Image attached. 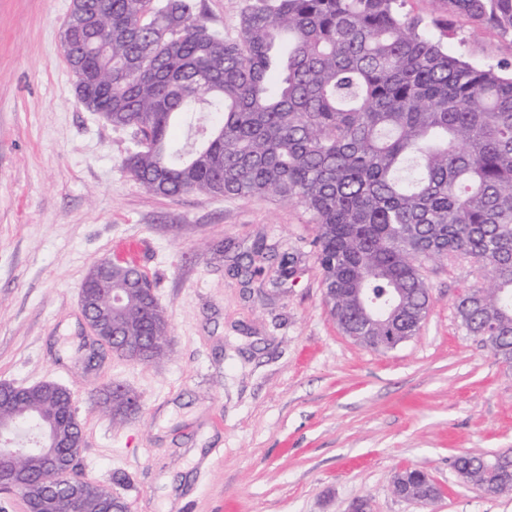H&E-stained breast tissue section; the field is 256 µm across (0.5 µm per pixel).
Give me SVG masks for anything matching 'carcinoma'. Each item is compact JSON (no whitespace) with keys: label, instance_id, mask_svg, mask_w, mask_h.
<instances>
[{"label":"carcinoma","instance_id":"1","mask_svg":"<svg viewBox=\"0 0 512 512\" xmlns=\"http://www.w3.org/2000/svg\"><path fill=\"white\" fill-rule=\"evenodd\" d=\"M448 15L512 34V0H435ZM403 0H247L235 38L213 31L200 0H72L64 60L85 109L131 131L121 168L147 192L228 198L273 197L303 206L316 224V259L330 317L347 336H413L430 289L421 261L469 257L487 278L457 303L460 324L512 363V73L448 53ZM105 21L91 27L83 9ZM112 290H129L112 330L145 334V360L166 354L164 309L137 270L105 260ZM375 299L376 320L358 318L355 289ZM129 390L112 389V418L128 416ZM37 439L48 424L82 433L69 391L55 383L0 398V421ZM47 461L25 447L0 462V486L26 477L24 494L45 491ZM512 477V451L487 460L467 453L455 471L482 487L492 468ZM397 478L418 491L427 475ZM108 487L55 512H98Z\"/></svg>","mask_w":512,"mask_h":512}]
</instances>
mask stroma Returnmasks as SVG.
I'll use <instances>...</instances> for the list:
<instances>
[{
  "mask_svg": "<svg viewBox=\"0 0 512 512\" xmlns=\"http://www.w3.org/2000/svg\"><path fill=\"white\" fill-rule=\"evenodd\" d=\"M71 0H0V382L69 389L83 442L76 471L127 512H512L452 467L512 450V365L469 336L458 298L469 260H429V313L387 352L328 315L304 207L274 198L147 193L120 168L128 132L87 111L60 33ZM450 51L512 61V36L450 20ZM168 317L166 356L136 362L91 343L80 286L129 246ZM289 258L292 277L279 274ZM258 273H248V266ZM139 412L116 423L114 385ZM423 470L427 505L392 492Z\"/></svg>",
  "mask_w": 512,
  "mask_h": 512,
  "instance_id": "35a3bbf8",
  "label": "stroma"
}]
</instances>
